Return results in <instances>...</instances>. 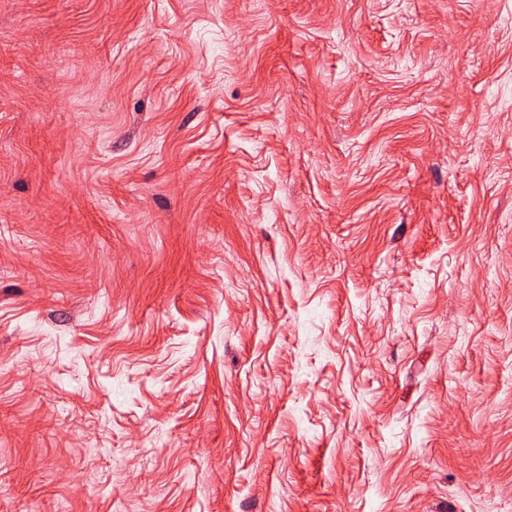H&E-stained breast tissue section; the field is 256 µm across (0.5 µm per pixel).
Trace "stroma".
Listing matches in <instances>:
<instances>
[{"mask_svg":"<svg viewBox=\"0 0 512 512\" xmlns=\"http://www.w3.org/2000/svg\"><path fill=\"white\" fill-rule=\"evenodd\" d=\"M0 512H512V0H0Z\"/></svg>","mask_w":512,"mask_h":512,"instance_id":"obj_1","label":"stroma"}]
</instances>
